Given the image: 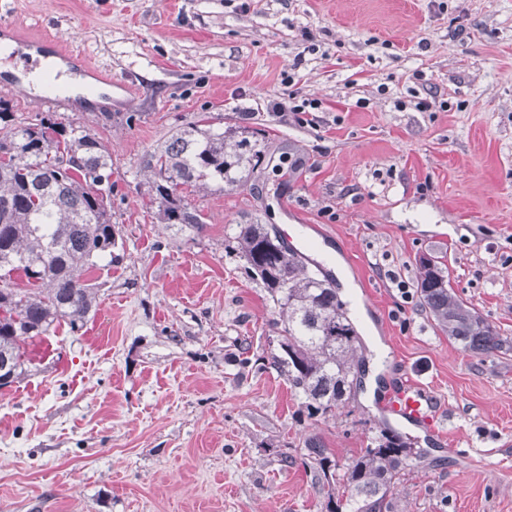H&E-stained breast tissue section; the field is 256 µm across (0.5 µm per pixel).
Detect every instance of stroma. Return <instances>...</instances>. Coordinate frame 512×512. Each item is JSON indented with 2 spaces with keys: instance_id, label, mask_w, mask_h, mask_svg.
<instances>
[{
  "instance_id": "obj_1",
  "label": "stroma",
  "mask_w": 512,
  "mask_h": 512,
  "mask_svg": "<svg viewBox=\"0 0 512 512\" xmlns=\"http://www.w3.org/2000/svg\"><path fill=\"white\" fill-rule=\"evenodd\" d=\"M2 12L75 37L132 89L76 96L64 115L112 149L119 259L86 329L50 333L72 372L47 358L0 388V512H322L305 441L345 462L382 434L417 455L397 512H512V353L463 352L416 290L418 259L443 257L458 295L512 335V0H0ZM291 96L320 102L316 125L272 110ZM204 116L259 133L262 162L186 192L201 231L169 229L143 161ZM247 221L321 265L361 335L362 384L335 416H308L265 363L278 314L224 251ZM403 377L445 402L443 440L385 412Z\"/></svg>"
}]
</instances>
